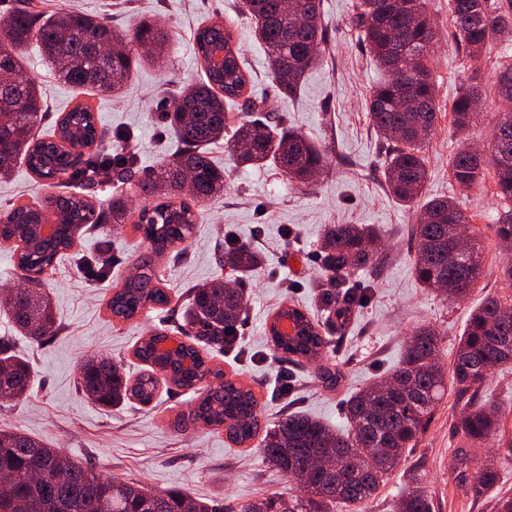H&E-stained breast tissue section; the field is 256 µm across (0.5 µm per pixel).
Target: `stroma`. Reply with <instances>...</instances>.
Segmentation results:
<instances>
[{
    "label": "stroma",
    "mask_w": 512,
    "mask_h": 512,
    "mask_svg": "<svg viewBox=\"0 0 512 512\" xmlns=\"http://www.w3.org/2000/svg\"><path fill=\"white\" fill-rule=\"evenodd\" d=\"M425 2L442 36L429 63L440 117L424 147L425 194L455 198L477 231L483 251L481 279L468 299L455 303L419 282L410 232L416 210L398 202L382 178L392 144L378 135L367 110L372 88L382 74L351 23L354 0H321L328 41L291 98L278 95L264 46L241 13L242 0H36L46 12L97 15L118 28L128 27L134 16L142 15L170 34L166 68L140 67L116 97L74 90L58 79L37 50H29L25 69L47 104L41 131H52L60 113L81 102L99 114L109 131L98 151L130 153L140 169L155 167L178 147L158 103L201 78L194 31L211 19L229 17L235 21L234 35L252 74L248 96L265 99L267 114L284 118L289 127L321 146L327 166L304 186L269 164L234 163L229 140L212 145V158L226 170L224 192L199 206L184 257L176 261L167 257L159 264L169 309L143 312L130 321L112 319L106 302L148 243L130 223L104 230L86 228L75 252L88 259L106 250L113 264L106 276L97 278L68 258L49 272L45 290L59 316L58 335L39 343L13 336L10 323L0 315V336H13L16 351L28 357L34 368L23 402L0 408V427L21 429L69 457L95 464L105 475L154 490L179 488L192 497L227 506L263 494L289 492L287 477L264 461L258 443L238 446L223 430L198 424L178 428L176 422L187 412L191 399L182 389L163 382L151 405L129 401L105 409L86 399L78 388L79 361L90 354L112 357L127 376L139 375L142 365L134 350L141 336L170 319L172 309L184 304L188 289L205 287L219 277L230 278L218 254L231 241L250 245L263 262L243 282L247 308L236 349L213 353L211 363L252 389L263 408L262 426H272L283 414L303 412L346 429V400L388 375L399 361L408 333L420 324L437 329L439 358L450 364L471 311L490 295L512 298V284L501 273L507 256L491 230L501 210L491 181L464 191L450 177L449 163L465 138L452 124L448 103L460 87L473 82L484 101H491L492 58L511 61L512 39L495 43L492 53L470 59L446 38L448 0ZM119 131L126 132V140L116 139ZM51 193L25 164H18L10 177L0 179V212L42 202ZM332 224H365L378 235L373 247L376 264L344 279L359 301L342 323L321 310L317 299L327 276L315 256L325 229ZM286 303L306 306L317 314L319 331L329 340L318 362L287 361L269 341L266 326ZM321 365L335 371L334 385L319 378ZM282 372L292 379V391L285 397L279 392ZM462 408L451 396L439 402L415 448L361 512H393L395 502L418 487L432 497L435 512H494L493 496L471 502L465 488L453 479L455 450L470 446L455 427Z\"/></svg>",
    "instance_id": "stroma-1"
}]
</instances>
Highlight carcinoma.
<instances>
[{
	"label": "carcinoma",
	"instance_id": "cac0c4a2",
	"mask_svg": "<svg viewBox=\"0 0 512 512\" xmlns=\"http://www.w3.org/2000/svg\"><path fill=\"white\" fill-rule=\"evenodd\" d=\"M321 0H244L255 24V34L272 63L279 93L294 96L306 72L316 63L328 30L320 20ZM448 41L467 56L480 54L494 42L512 35V0H448ZM352 22L369 47L384 79L373 90L368 112L375 130L395 143L382 177L388 191L405 204L422 202L412 235L416 241L415 270L427 288L451 300L468 297L482 275V249L476 233L469 248L457 250L458 228L469 217L447 198L421 201L428 177L423 147L436 125L435 85L428 57L438 31L425 8V0H356ZM0 71L14 76L13 85L0 87V176L25 162L44 185L84 182L93 185L112 171L129 176L144 196L136 227L150 239V251L135 260L136 275L112 293L107 308L119 320L134 319L148 303L166 305L160 288L156 259L174 252L190 235L199 203L224 191L223 167L210 156V146L224 138L229 109L239 104L250 76L231 27L218 21L200 26L195 35L196 57L205 78L185 86L170 101L166 118L179 148L149 172L136 173L133 155L115 161L91 150L95 139L108 136L98 129L92 109L77 104L65 113L52 144L38 138L36 125L46 106L35 81L27 76L24 53L35 46L58 78L84 92L113 95L142 63L166 62L168 35L152 19H138L126 29L88 14L58 11L49 16L32 0H12L0 18ZM224 45V76L209 66L213 49ZM495 93L499 103L491 149L476 151L463 144L454 155L451 178L463 191L478 185L492 167L496 195L512 202V63H499ZM481 97L472 86L463 87L451 101L453 123L459 133L472 126ZM233 151L242 164L275 162L290 181L307 184L323 166L324 156L302 135L269 120H248L234 128ZM87 200L77 196H50L46 204L21 205L0 215V242L12 244L19 268L35 285L0 290V312L12 328L39 343L60 330V323L42 276L79 238ZM56 217L62 228L57 237L31 244V225ZM131 211L123 198L98 211L99 225L124 224ZM499 243L512 249V210L493 225ZM376 235L359 224H332L320 242V256L330 287L319 292L326 306H336V280L375 264L367 242ZM224 265L244 277L260 266L259 256L243 244L224 247ZM509 305L488 296L471 314L451 362L439 360V338L430 326H419L405 341L401 359L380 383L355 394L347 405L349 428L339 432L325 423L292 412L271 428L261 429V405L254 392L224 379L209 367L203 349L222 351L234 345L245 314L243 289L216 279L205 288H193L180 308L182 325L194 335L175 356H161L157 345L171 337L163 329L152 331L138 343L134 355L147 366L130 381L112 358L91 356L80 363L79 385L84 396L102 406H117L129 397L150 403L161 373L177 386L193 387L192 367L212 373L215 383L196 390L197 400L178 426L200 421L224 428L228 439L243 446L260 438L264 459L294 485L288 493L263 495L230 508V512H336V507H359L371 499L405 452L416 446L427 430L436 404L444 395L465 401L457 428L472 443L506 439L502 414L479 398L486 375L498 367H512V324L497 326ZM275 350L292 361L312 360L328 346L317 327H309L302 343L290 348L274 331ZM205 348L195 346L194 341ZM33 377L30 362L14 350L13 337H0V400L23 399ZM452 472L467 485L476 500L493 489L499 472L493 463L478 462L470 448L454 453ZM0 512H224L195 500L184 491L147 490L134 481L102 476L97 467L66 458L35 436L18 429H0ZM394 512H435L431 498L421 489L398 499Z\"/></svg>",
	"mask_w": 512,
	"mask_h": 512
}]
</instances>
